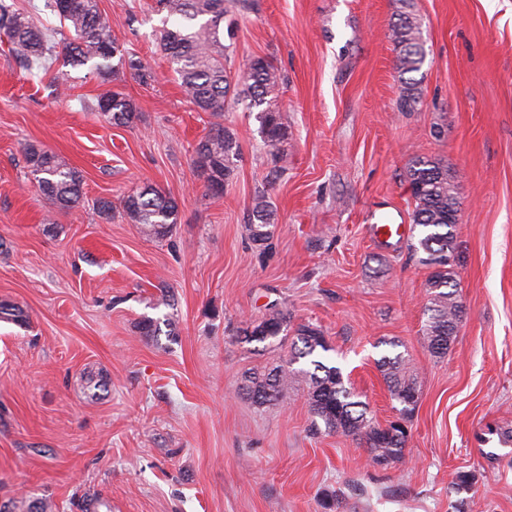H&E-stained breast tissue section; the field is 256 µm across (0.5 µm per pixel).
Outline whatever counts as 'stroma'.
<instances>
[{
	"label": "stroma",
	"mask_w": 512,
	"mask_h": 512,
	"mask_svg": "<svg viewBox=\"0 0 512 512\" xmlns=\"http://www.w3.org/2000/svg\"><path fill=\"white\" fill-rule=\"evenodd\" d=\"M423 25L419 111L397 110L388 37L403 2ZM116 37L152 73L56 63L71 87L30 79L0 41V504L53 512H512V0H231L234 67L273 60L286 134L268 146L230 104L241 146L220 193L194 148L212 118L183 97L160 52L154 0H99ZM122 90L128 126L82 108ZM82 177L79 207L58 211L27 174L22 147ZM288 167L270 180V153ZM448 162L460 202L454 268L465 309L444 358L425 348L427 267L407 245H375L384 211L410 223L406 169ZM151 185L178 222L156 239L100 199ZM276 212L273 249L245 231L256 191ZM318 326L374 420L396 418L377 367L400 350L417 374L402 462L373 465L361 441L313 432L307 381L263 407L239 394L246 373L288 355L242 342L266 304ZM174 315V335L144 318ZM469 483H461V475Z\"/></svg>",
	"instance_id": "1"
}]
</instances>
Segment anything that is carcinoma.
<instances>
[{"instance_id": "1", "label": "carcinoma", "mask_w": 512, "mask_h": 512, "mask_svg": "<svg viewBox=\"0 0 512 512\" xmlns=\"http://www.w3.org/2000/svg\"><path fill=\"white\" fill-rule=\"evenodd\" d=\"M157 5L158 12L164 14L157 33L160 51L171 64L185 98L199 111L215 118L208 133L195 147L193 164L206 188L217 193V186L223 187L234 178L241 156L233 129L218 118L224 116L229 103L241 101L246 110L256 113L261 133L270 145H275L285 136L279 105L281 75L264 57H253L244 67L233 68L228 47L224 45L225 0H157ZM48 6L59 19L60 29L67 30L71 37L56 39V30L37 26L32 13L19 7L15 0H0V36L11 44L31 78L42 79L60 53L76 65L93 63L103 80L125 64L139 71L142 81L151 78V74L141 72L142 65L126 59L98 0H50ZM389 38L397 50L398 111L416 112L421 97L419 80L414 74L421 71L427 55L422 25L412 14L403 12L391 26ZM87 108L116 125L132 123L137 112L133 101L119 91L97 96ZM22 153L29 173L51 206L59 210L79 206L82 178L77 170L31 144L24 146ZM407 182L414 202L412 226L418 234L411 250L422 265L432 269L427 280L429 304L422 339L429 353L441 358L448 353L464 315L450 263L459 221V202L448 180V166L438 160L423 156L411 159ZM96 208L106 218L117 214L156 238L169 236L178 219L177 202L152 186L125 195L116 204L101 199ZM274 221L275 211L266 191L260 190L248 215L247 231L254 246L263 253L272 248ZM290 322L288 309L272 304L247 327L239 329V336L246 343L281 346ZM294 333L296 341L291 343L289 356L263 373L246 376L243 394L258 406L284 401L292 384L303 374L308 377L311 412L323 423L325 431L363 441L375 465L387 466L402 460L408 438L406 427L373 422L368 417L367 407L353 400L339 368L317 359L319 352L330 350L321 329L312 324H300ZM306 358L310 359L313 370L293 368ZM377 366L392 399L400 405V420L407 421L418 396L416 374L410 360L402 353L392 357L384 355ZM0 512H52V505L33 503L22 497Z\"/></svg>"}]
</instances>
